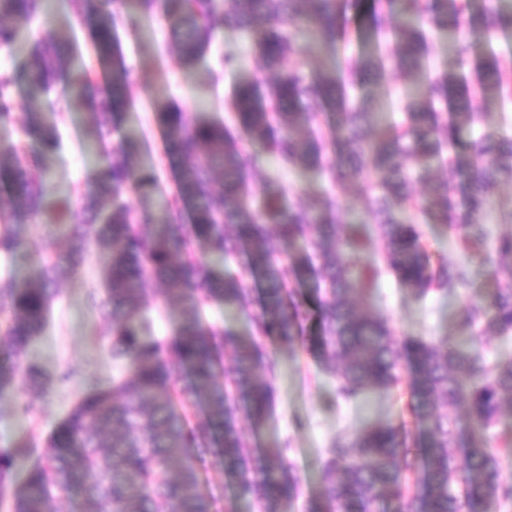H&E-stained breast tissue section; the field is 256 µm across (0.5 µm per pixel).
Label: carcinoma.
<instances>
[{
    "mask_svg": "<svg viewBox=\"0 0 512 512\" xmlns=\"http://www.w3.org/2000/svg\"><path fill=\"white\" fill-rule=\"evenodd\" d=\"M69 27L86 28L106 85L85 72L69 78L75 46L48 30L27 65L33 94L23 143L0 144V192L11 210L0 224V257L13 259L24 243L10 219L30 218L64 239L66 250L46 254L35 279L0 283V399L16 383L45 395L52 379L26 356L44 333L59 285L83 265L93 246L112 248L104 288L89 296L108 325L105 347L119 370L112 384H87L54 426L45 453L19 468V455L0 449V484L19 469L12 512H60L76 491L81 512H234L202 490V476L224 464V489L254 500L260 512H281L303 476L291 464L290 443H249L239 427L259 429L275 397L276 360L260 339L309 351L336 381V397L389 395L408 375L413 427L378 422L325 449L321 485L308 512H487L512 507V481L502 461L512 457V429L483 438L512 420V357L491 360L478 347L486 330L512 335V234L491 237L487 216L501 182L512 183V137L486 129L470 152L452 149L447 113L471 121L475 102L512 98V59L480 51L512 29L509 0H64ZM362 14L356 35L373 47L336 61L329 71L287 69L303 53L296 32L305 26L319 48L350 39L346 13ZM160 10L171 49L195 64L213 37L227 30L251 39L265 79L237 83L230 109L234 128L190 119L170 106L155 109L175 164V192L162 208L131 209L125 196L155 185L138 165L136 142L118 134L130 107L134 74L117 35L134 31L142 14ZM45 0H0V46L15 44L21 25L44 13ZM448 36L451 68L417 84L403 120L379 124L365 90L389 71L415 79L429 65L431 34ZM13 74L0 72V123L12 120ZM61 87L58 110L89 108L102 146L94 190L72 201L53 195L45 160L59 148L57 126L43 116L39 96ZM262 145L282 164L318 168L332 183L371 170L375 188L362 197L370 224L339 222L335 203L316 196L307 205L284 201L267 182L261 207L247 201ZM447 167L451 182L434 176ZM423 185L428 194L413 195ZM418 212L448 224L463 249L497 288L458 315L469 344L416 336L399 338L371 302L361 268L365 240L377 235L398 281L417 296L452 290L472 278L468 265L433 258L424 246ZM236 260L221 271L218 260ZM160 286L161 302L185 305L166 336L152 334L145 285ZM212 304L246 313L240 333L205 320ZM232 359L224 369V357Z\"/></svg>",
    "mask_w": 512,
    "mask_h": 512,
    "instance_id": "obj_1",
    "label": "carcinoma"
}]
</instances>
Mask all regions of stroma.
<instances>
[{
    "label": "stroma",
    "instance_id": "stroma-1",
    "mask_svg": "<svg viewBox=\"0 0 512 512\" xmlns=\"http://www.w3.org/2000/svg\"><path fill=\"white\" fill-rule=\"evenodd\" d=\"M118 35L126 63L137 73L123 128L134 136L139 146L141 166L157 179L156 186L147 188L146 192L129 194L128 202L136 210L145 199L171 194L175 188L173 163L164 152L156 105L174 104L195 118L221 119L225 116L224 99L231 87L241 79L261 78L262 73L251 55L248 38L239 33L218 34L210 53L191 67L169 51L166 23L161 16L141 17L136 31L122 29ZM228 53L240 58V69L221 72L217 84L204 83L205 71L219 69ZM26 64V49L0 46V71H11L17 76L12 88L14 118L0 125V142L22 137L20 126L30 96ZM56 121L61 143L46 164L54 176L55 194L75 199L92 189L99 164L93 145L92 115L86 110L68 112L57 116ZM268 180L283 185L290 202L331 192L339 218L350 222L360 217V199L375 184L376 177L368 171L349 183L333 186L318 170L288 169L265 153L261 156L259 175L251 184L252 193H259L263 182ZM18 232L26 248L15 262L0 261V280L33 277L39 269L41 254L59 252L64 247L61 239L48 236L44 226L31 220L20 223ZM107 259V250L93 248L86 263L62 283L49 324L28 354L29 361L50 375L68 369L73 373L72 379L54 384L45 397L21 391L16 397L0 401V448L23 446L33 458L44 453L48 434L78 402L87 378L111 382L116 367L99 342L107 327L88 303L89 293L104 287L102 270ZM494 287L492 279L478 273L469 287L448 294L433 292L420 299L402 287L388 269L381 268L372 303L388 317L395 335L451 341L459 334L455 317L463 304L481 300ZM261 345L279 363L275 403L260 430H253L245 420L240 427L251 443L260 446L290 441L289 459L306 480L298 497L284 503L282 510L305 512L320 489L324 450L329 442L337 435L350 437L359 429L386 419L410 422V394L405 390L391 396L369 393L356 402L344 403L336 398L334 379L308 351L288 348L268 338ZM18 399L30 405L27 415L16 413L14 402Z\"/></svg>",
    "mask_w": 512,
    "mask_h": 512
}]
</instances>
